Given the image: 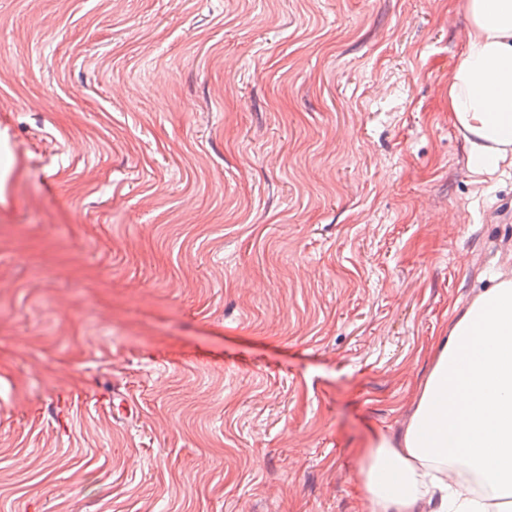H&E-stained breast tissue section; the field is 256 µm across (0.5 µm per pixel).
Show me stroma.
<instances>
[{"label": "stroma", "mask_w": 512, "mask_h": 512, "mask_svg": "<svg viewBox=\"0 0 512 512\" xmlns=\"http://www.w3.org/2000/svg\"><path fill=\"white\" fill-rule=\"evenodd\" d=\"M455 0H0V512H364L512 170Z\"/></svg>", "instance_id": "1"}]
</instances>
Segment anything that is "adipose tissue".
<instances>
[{
	"mask_svg": "<svg viewBox=\"0 0 512 512\" xmlns=\"http://www.w3.org/2000/svg\"><path fill=\"white\" fill-rule=\"evenodd\" d=\"M468 21L448 114L476 176L512 168V0H457ZM399 435L361 468L365 512H504L512 503V274L454 303Z\"/></svg>",
	"mask_w": 512,
	"mask_h": 512,
	"instance_id": "ef3b65f1",
	"label": "adipose tissue"
}]
</instances>
